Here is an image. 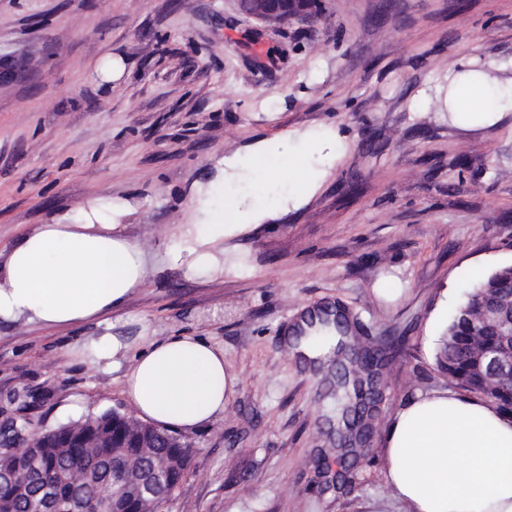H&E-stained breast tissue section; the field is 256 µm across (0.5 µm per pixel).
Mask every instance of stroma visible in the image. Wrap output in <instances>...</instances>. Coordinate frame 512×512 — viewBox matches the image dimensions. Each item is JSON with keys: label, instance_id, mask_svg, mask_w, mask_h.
<instances>
[{"label": "stroma", "instance_id": "35a3bbf8", "mask_svg": "<svg viewBox=\"0 0 512 512\" xmlns=\"http://www.w3.org/2000/svg\"><path fill=\"white\" fill-rule=\"evenodd\" d=\"M318 3L269 24L232 0H0V66L16 71L0 80V248L88 203L127 202L117 223L160 254L203 219L220 175L250 214L223 270L157 263L112 312L133 347L198 336L238 377L223 419L182 433L190 462L157 512H406L384 480V430L449 387L436 321L469 267L512 266V113L465 129L439 98L472 56L512 78V0ZM108 55L124 70L106 84L95 67ZM312 131L330 137L316 191L252 209L260 178L229 160ZM384 278L395 297L378 294ZM324 306L386 358L370 445L343 462L336 362L301 364L284 334ZM97 332L1 324L0 412L25 409L43 430L132 413L121 372L83 353Z\"/></svg>", "mask_w": 512, "mask_h": 512}]
</instances>
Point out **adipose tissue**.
I'll use <instances>...</instances> for the list:
<instances>
[{"instance_id": "1", "label": "adipose tissue", "mask_w": 512, "mask_h": 512, "mask_svg": "<svg viewBox=\"0 0 512 512\" xmlns=\"http://www.w3.org/2000/svg\"><path fill=\"white\" fill-rule=\"evenodd\" d=\"M448 112L477 128L512 112V81L493 65L463 60L448 72ZM325 148L318 132L303 135L289 155L264 148L237 157L242 168L273 172L310 164ZM100 205L73 222L40 224L0 250V321L44 327L96 322L85 343L92 365L123 368V391L138 418L189 431L214 421L236 394L238 380L224 351L197 336H170L132 351L112 332L110 315L149 274L143 247L122 225L101 220ZM246 215L224 181L208 190V218L181 225L165 260L188 273L224 267V241L246 231ZM383 474L407 512H512V415L494 402L449 389L418 394L391 418L383 440Z\"/></svg>"}]
</instances>
